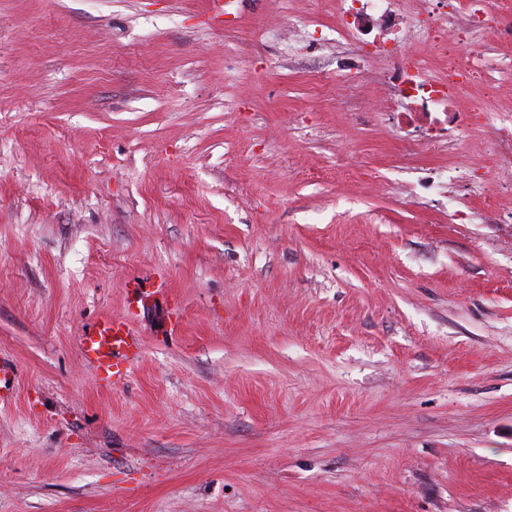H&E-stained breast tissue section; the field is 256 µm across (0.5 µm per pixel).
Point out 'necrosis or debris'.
I'll return each mask as SVG.
<instances>
[{
  "instance_id": "4bbe7bcc",
  "label": "necrosis or debris",
  "mask_w": 512,
  "mask_h": 512,
  "mask_svg": "<svg viewBox=\"0 0 512 512\" xmlns=\"http://www.w3.org/2000/svg\"><path fill=\"white\" fill-rule=\"evenodd\" d=\"M411 10L409 0H340V41L360 40L356 56L336 62V80L357 89L369 76L376 57L385 67L379 78L388 89L379 105L389 124L410 146L457 140L469 126L481 127L490 155L499 163V186L512 193V119L483 106L458 111L457 96L477 80L512 85V56H491L493 45L512 42V0H429ZM390 35L392 48L382 51L363 40L364 31ZM435 49L441 64L424 74L422 46Z\"/></svg>"
}]
</instances>
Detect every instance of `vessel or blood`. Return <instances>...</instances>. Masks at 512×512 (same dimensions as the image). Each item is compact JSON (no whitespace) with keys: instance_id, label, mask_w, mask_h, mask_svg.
<instances>
[{"instance_id":"obj_1","label":"vessel or blood","mask_w":512,"mask_h":512,"mask_svg":"<svg viewBox=\"0 0 512 512\" xmlns=\"http://www.w3.org/2000/svg\"><path fill=\"white\" fill-rule=\"evenodd\" d=\"M79 347L100 380L112 383L138 359L140 342L126 319L106 315L80 337Z\"/></svg>"}]
</instances>
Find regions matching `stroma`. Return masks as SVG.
<instances>
[{"label": "stroma", "instance_id": "stroma-1", "mask_svg": "<svg viewBox=\"0 0 512 512\" xmlns=\"http://www.w3.org/2000/svg\"><path fill=\"white\" fill-rule=\"evenodd\" d=\"M336 0H0V512H512V224L322 91ZM436 169L448 194L390 186ZM130 321L100 382L79 338ZM137 333L124 318L102 316L79 339L82 355L107 384L123 378L139 357Z\"/></svg>", "mask_w": 512, "mask_h": 512}]
</instances>
